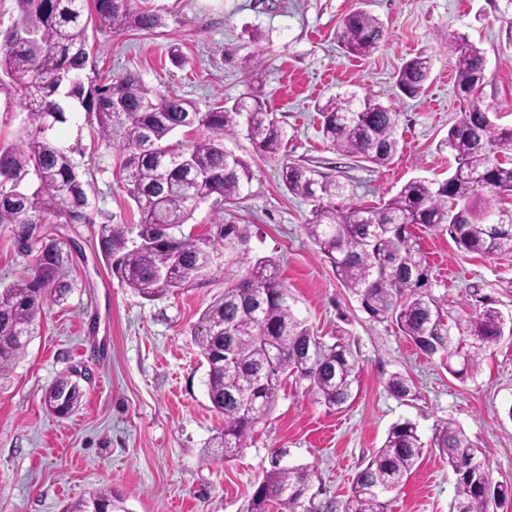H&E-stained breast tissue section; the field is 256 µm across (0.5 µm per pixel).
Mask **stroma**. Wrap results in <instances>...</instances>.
<instances>
[{
	"label": "stroma",
	"mask_w": 512,
	"mask_h": 512,
	"mask_svg": "<svg viewBox=\"0 0 512 512\" xmlns=\"http://www.w3.org/2000/svg\"><path fill=\"white\" fill-rule=\"evenodd\" d=\"M146 2L163 15V28L112 33L89 25L100 73H136L146 85L205 111L256 85L239 67L242 58L255 56L262 69L256 86L286 132L288 159L319 166L353 186L365 205L382 206L411 179L441 181L454 170L453 156L437 149L460 113L454 36L483 49L484 100L501 124H512V27L499 19L492 0ZM356 10L377 17L386 33L367 58L345 54L336 38L342 19ZM422 52L433 59L431 77L422 95L405 97L395 74ZM367 92L400 114V149L383 166L342 155L319 131L317 104ZM90 122L79 108L53 131L73 148L88 183L90 221L41 227L70 255V287L62 299L44 303L24 356L0 381V512H66L101 488L124 497L128 512H246L275 454L281 464L314 467L317 501L341 500L389 427L406 419L425 441L438 421H454L485 453L493 481L512 480V339L461 380L439 357L420 352L392 320L370 318L307 237L303 224L311 203L288 192L278 162L255 156L240 131L226 136L224 146L251 160V183L222 214L202 204L182 230L203 235L219 216L245 226L250 257L278 260L296 315L322 336L344 329L354 338L361 389L350 407L330 411L302 388L286 385L247 448L226 461L210 458L224 418L210 403L208 367L192 329L236 270L223 269L198 287L155 301L108 274L98 225L135 224L139 215L121 182L118 153L98 139ZM420 244L430 267L429 290L451 315L486 305L512 314V253L464 251L445 229L421 233ZM35 258L0 226V288ZM73 371L85 375L82 396L72 414L60 417L46 408L43 394ZM395 372L410 377L415 397L403 401L387 392L385 381ZM454 495L452 470L428 450L392 512H450Z\"/></svg>",
	"instance_id": "stroma-1"
}]
</instances>
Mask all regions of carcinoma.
<instances>
[{"label":"carcinoma","mask_w":512,"mask_h":512,"mask_svg":"<svg viewBox=\"0 0 512 512\" xmlns=\"http://www.w3.org/2000/svg\"><path fill=\"white\" fill-rule=\"evenodd\" d=\"M88 0H17L19 16L0 39V91L20 94L26 112L24 148L0 149V226L12 228L17 243L38 241L42 224H83L88 197L72 149L56 142L52 131L66 122L63 99L78 101L92 114L100 139L121 155L120 174L139 223L102 224L98 243L108 270L122 285L147 300L205 283L226 265L243 270L201 314L194 341L208 365V396L224 415L217 437L221 457L247 447L255 426L275 407L283 383L327 408L341 409L356 398L358 352L342 331L326 341L299 319L288 302L272 257L249 258L248 233L239 224H212L209 234L194 238L181 231L203 203L237 200L253 179L249 160L224 148V136L245 131L255 154L279 155L284 130L257 92L229 106L206 111L189 99L148 87L127 73L99 83L92 67L87 27L114 33L153 32L165 26L162 15L136 0H94V18L84 17ZM385 39L382 24L363 11L348 14L338 32L345 52L369 57ZM454 91L460 116L439 144L456 161L443 181L413 179L379 209L357 204L354 192L316 166L285 160L280 177L292 194L313 202L304 229L336 277L357 298L370 318L395 320L403 335L425 355L459 360L448 367L463 380L503 338V315L485 307L465 318L444 313L427 289L424 255L410 227L449 226L456 244L467 252L496 256L512 252V126H501L484 102V51L467 37H455ZM431 57L419 54L396 73V86L414 98L424 91ZM321 133L337 151L375 164L396 153L400 113L367 93L332 97L319 106ZM191 137L169 142L180 130ZM33 170L34 186L22 184ZM136 234L131 239L129 235ZM68 254L59 242L42 243L27 275L0 288V378L25 354L43 301L68 288L63 278ZM394 397L415 396L401 373L385 382ZM80 398L72 376H62L44 393L46 406L67 416ZM434 448L456 476L451 512H497L512 499V483L490 489L486 458L457 424L441 420L423 441L415 424H393L380 448L356 475L343 501L314 505L310 494L314 469L307 465L265 471L247 512H389L388 494L398 491L419 462ZM127 512L125 499L99 490L68 512Z\"/></svg>","instance_id":"obj_1"}]
</instances>
